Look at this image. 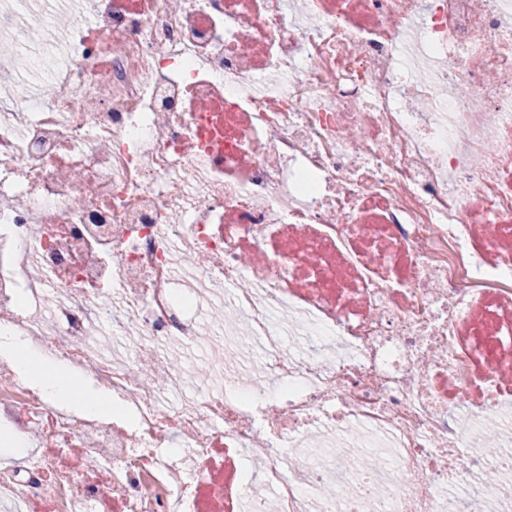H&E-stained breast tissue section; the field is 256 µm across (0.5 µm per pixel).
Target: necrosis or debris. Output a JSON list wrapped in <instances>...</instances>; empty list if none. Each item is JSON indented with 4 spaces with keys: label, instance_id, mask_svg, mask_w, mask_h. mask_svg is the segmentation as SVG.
<instances>
[{
    "label": "necrosis or debris",
    "instance_id": "4bbe7bcc",
    "mask_svg": "<svg viewBox=\"0 0 512 512\" xmlns=\"http://www.w3.org/2000/svg\"><path fill=\"white\" fill-rule=\"evenodd\" d=\"M2 328L0 512H512V0H0ZM0 352L12 355L16 366L29 377L35 378L40 389L51 398L68 395L74 386L73 375H66L62 372H55L53 376L41 375L39 373L40 368L44 364L52 363L53 360L33 348L28 339L9 329L0 331ZM83 408L85 413L94 416H103L106 409L112 407V402L100 392L94 390L84 382Z\"/></svg>",
    "mask_w": 512,
    "mask_h": 512
}]
</instances>
